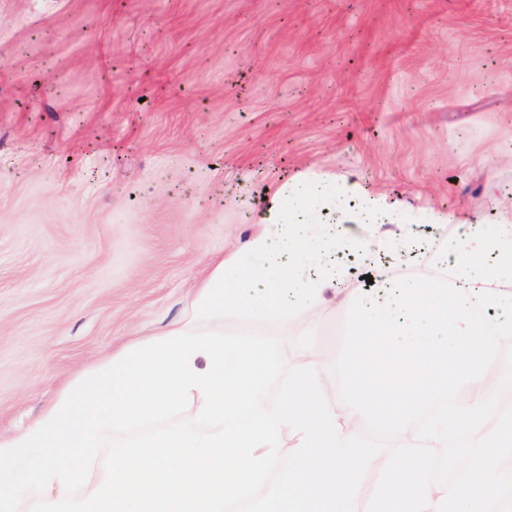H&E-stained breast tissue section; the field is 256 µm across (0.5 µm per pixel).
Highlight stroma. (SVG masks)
<instances>
[{
	"instance_id": "1",
	"label": "stroma",
	"mask_w": 512,
	"mask_h": 512,
	"mask_svg": "<svg viewBox=\"0 0 512 512\" xmlns=\"http://www.w3.org/2000/svg\"><path fill=\"white\" fill-rule=\"evenodd\" d=\"M509 144L512 0H0V434L176 320L287 180L493 228Z\"/></svg>"
}]
</instances>
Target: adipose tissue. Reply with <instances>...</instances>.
<instances>
[{"label": "adipose tissue", "mask_w": 512, "mask_h": 512, "mask_svg": "<svg viewBox=\"0 0 512 512\" xmlns=\"http://www.w3.org/2000/svg\"><path fill=\"white\" fill-rule=\"evenodd\" d=\"M255 224L245 253L213 267L173 330L200 334L206 323L241 314L281 329L299 316L316 318L348 303L351 272L337 263V252L378 255L370 271L381 285L421 248L425 227L441 239L440 250L427 256L434 276L464 288L512 291V219L495 230L452 225L446 214L390 203L352 175L337 182L298 177L258 212Z\"/></svg>", "instance_id": "adipose-tissue-1"}]
</instances>
